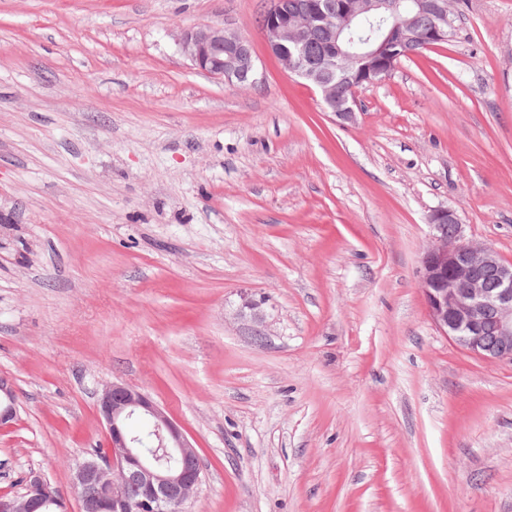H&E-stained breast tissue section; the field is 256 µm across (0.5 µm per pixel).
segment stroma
<instances>
[{"label": "stroma", "mask_w": 512, "mask_h": 512, "mask_svg": "<svg viewBox=\"0 0 512 512\" xmlns=\"http://www.w3.org/2000/svg\"><path fill=\"white\" fill-rule=\"evenodd\" d=\"M269 6L0 0V492L74 500L123 381L197 451L186 512H512V363L419 287L439 208L512 262V0H459L348 126L268 54ZM203 25L256 84L192 68ZM179 44L194 69L230 85L256 82L257 68L250 41L224 27L205 25L184 32ZM17 418L16 400L13 386L0 381V428H7Z\"/></svg>", "instance_id": "1"}]
</instances>
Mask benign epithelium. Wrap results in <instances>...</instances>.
Returning a JSON list of instances; mask_svg holds the SVG:
<instances>
[{"label": "benign epithelium", "instance_id": "benign-epithelium-1", "mask_svg": "<svg viewBox=\"0 0 512 512\" xmlns=\"http://www.w3.org/2000/svg\"><path fill=\"white\" fill-rule=\"evenodd\" d=\"M386 0H271L262 21L268 51L283 69L305 80L336 121L357 122L360 88L384 81L399 55L391 45L432 48L453 35L448 0H405L394 22L377 25L365 38L355 32L376 20ZM425 19L424 28L417 20ZM194 69L230 85L256 82L250 41L221 26L205 25L179 39ZM431 228L420 268V287L436 328L467 354L512 363V262L491 246L467 237L450 208L428 216ZM98 413L107 428V448L76 465L72 485L78 512H184L202 482L200 466L172 468L139 449L128 421L145 418L157 447L171 458L198 460L180 425L138 387L106 386ZM17 418L13 386L0 381V428ZM69 512L57 488L30 471L21 494H0V512Z\"/></svg>", "mask_w": 512, "mask_h": 512}]
</instances>
